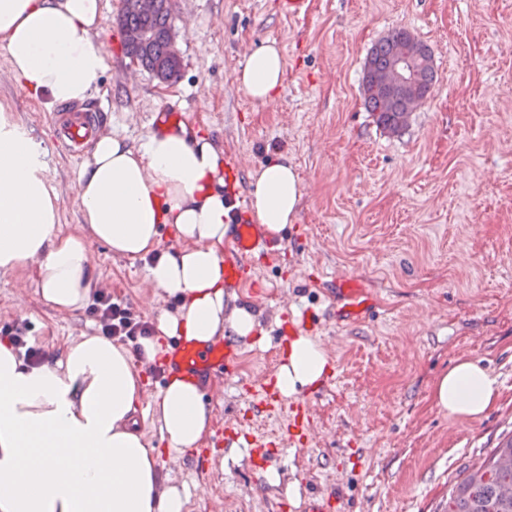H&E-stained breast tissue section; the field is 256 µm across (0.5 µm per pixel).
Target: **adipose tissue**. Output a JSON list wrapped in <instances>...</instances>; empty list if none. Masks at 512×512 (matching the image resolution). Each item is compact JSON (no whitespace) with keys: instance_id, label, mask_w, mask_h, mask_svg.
I'll use <instances>...</instances> for the list:
<instances>
[{"instance_id":"obj_1","label":"adipose tissue","mask_w":512,"mask_h":512,"mask_svg":"<svg viewBox=\"0 0 512 512\" xmlns=\"http://www.w3.org/2000/svg\"><path fill=\"white\" fill-rule=\"evenodd\" d=\"M101 16V0H0V45L15 80L52 105L88 99L107 68L95 41ZM284 74L282 51L269 40L235 80L272 105ZM251 180L250 207L266 235H278L300 208L298 173L282 159L260 166ZM224 186L223 151L186 125L161 128L138 147L104 135L79 175L80 222L63 231L60 198L39 153L0 108V272L33 265L36 294L70 313L97 284L89 256L97 242L147 260L151 286L179 302L159 315L138 357L84 333L34 365L0 342V512H186L191 489L163 479L162 457L201 447L213 416L196 383L182 377L145 399L144 370L166 357L168 338L206 342L258 331L257 314L224 288ZM167 224L181 244L173 254L159 250ZM327 365L314 338L295 336L276 386L296 396L318 384ZM431 399L449 416L477 419L495 404L496 381L460 357L436 377ZM143 402L154 416L150 434L134 418Z\"/></svg>"}]
</instances>
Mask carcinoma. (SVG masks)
I'll use <instances>...</instances> for the list:
<instances>
[{"instance_id":"carcinoma-1","label":"carcinoma","mask_w":512,"mask_h":512,"mask_svg":"<svg viewBox=\"0 0 512 512\" xmlns=\"http://www.w3.org/2000/svg\"><path fill=\"white\" fill-rule=\"evenodd\" d=\"M128 2L123 0L119 18L122 32H138L144 39L125 43L126 50L135 53L141 66L156 77L162 80L176 78L180 60L168 54V41L172 36L170 0H157V6L150 14L133 11ZM411 39V33L404 29L392 32L372 48L364 67L366 104L379 126L391 133H398L407 126L412 109L402 90L387 92L383 89L382 78L393 65L397 46ZM414 47L415 79L421 95L426 97L432 92L437 75L427 46L414 40ZM446 512H512V436L468 468L466 474L450 487Z\"/></svg>"}]
</instances>
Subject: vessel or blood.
<instances>
[{"mask_svg": "<svg viewBox=\"0 0 512 512\" xmlns=\"http://www.w3.org/2000/svg\"><path fill=\"white\" fill-rule=\"evenodd\" d=\"M51 121L57 127V139L67 153L78 154L103 132L104 115L92 109L68 108L53 113ZM231 218L235 226V259L225 261L224 278L236 283L242 279V263L254 255L264 254L266 242L255 231L253 225L242 223L241 216L246 205L243 196L230 197ZM336 292L342 302L336 312L338 321H356L372 307L373 302L361 281L355 278H339L335 281ZM235 354L227 342L203 343L194 339H179L166 360L168 373L180 375L197 382L213 372L227 369Z\"/></svg>", "mask_w": 512, "mask_h": 512, "instance_id": "1", "label": "vessel or blood"}]
</instances>
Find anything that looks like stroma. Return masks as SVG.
Masks as SVG:
<instances>
[{
	"instance_id": "1",
	"label": "stroma",
	"mask_w": 512,
	"mask_h": 512,
	"mask_svg": "<svg viewBox=\"0 0 512 512\" xmlns=\"http://www.w3.org/2000/svg\"><path fill=\"white\" fill-rule=\"evenodd\" d=\"M97 38L108 68L89 103L109 133L136 146L159 112L208 131L235 185L282 157L302 181L293 224L246 261L235 289L260 314L262 334L234 342L237 364L204 403L212 435L200 453L167 462L163 474L192 491L188 512H308L313 495L339 486L333 512H445L449 485L512 435V0H311L292 20L282 0H171L181 68L163 82L126 55L122 0H102ZM427 45L438 81L401 133L377 125L362 89L371 49L392 31ZM273 40L285 59L275 105L234 80L249 54ZM0 107L41 154L61 198L60 222L80 219L83 158L54 141L49 111L13 78L0 46ZM91 250L99 287L144 320L173 309L146 282V262ZM32 266L0 273V326L23 324L44 352L97 331L87 309L60 314L31 284ZM367 286L373 313L336 321V277ZM306 327L330 356L322 382L297 395L311 419L304 450L277 445L286 414L250 412L258 383H274L292 327ZM495 378L498 399L479 419L430 402L431 383L459 356ZM232 426L246 446L229 453ZM271 441L280 484L249 447Z\"/></svg>"
}]
</instances>
